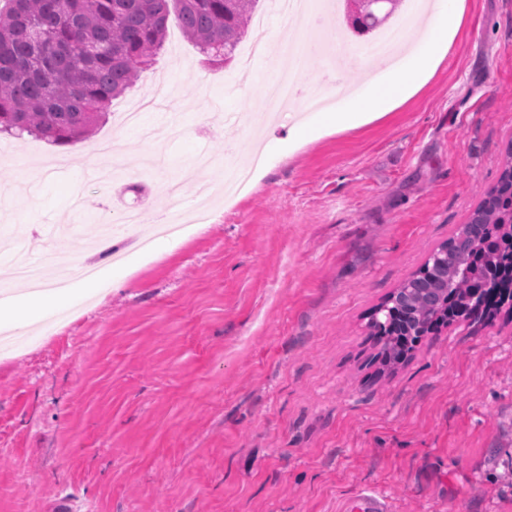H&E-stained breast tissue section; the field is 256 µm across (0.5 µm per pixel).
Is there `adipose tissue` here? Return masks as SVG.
<instances>
[{"label": "adipose tissue", "mask_w": 512, "mask_h": 512, "mask_svg": "<svg viewBox=\"0 0 512 512\" xmlns=\"http://www.w3.org/2000/svg\"><path fill=\"white\" fill-rule=\"evenodd\" d=\"M425 27L412 28L408 47L391 65L369 72L355 89L337 94L335 101L308 113L289 129V141L301 146L323 133L340 132L383 116L411 97L441 64L457 34L462 0H428ZM69 292H30L12 308L0 310V329L10 331L43 319L56 309L68 308Z\"/></svg>", "instance_id": "adipose-tissue-1"}]
</instances>
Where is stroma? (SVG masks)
<instances>
[{"label":"stroma","mask_w":512,"mask_h":512,"mask_svg":"<svg viewBox=\"0 0 512 512\" xmlns=\"http://www.w3.org/2000/svg\"><path fill=\"white\" fill-rule=\"evenodd\" d=\"M424 87L382 118L318 138L220 198L201 227L123 285L80 296L50 335L0 351V512H337L371 487L393 512H512V310L375 361L376 308L467 221L512 147V0H464ZM269 68H224L170 23L89 144L123 156L103 184L78 145L0 135V283L14 253L100 267L95 221L155 217L198 155L251 168L292 119L242 122ZM158 82L150 144L118 115ZM41 168L37 181L27 172Z\"/></svg>","instance_id":"1"}]
</instances>
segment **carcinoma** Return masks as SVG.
Returning a JSON list of instances; mask_svg holds the SVG:
<instances>
[{
	"label": "carcinoma",
	"mask_w": 512,
	"mask_h": 512,
	"mask_svg": "<svg viewBox=\"0 0 512 512\" xmlns=\"http://www.w3.org/2000/svg\"><path fill=\"white\" fill-rule=\"evenodd\" d=\"M259 0H0V132L66 145L90 136L113 99L155 62L175 17L221 66L235 56ZM384 19L350 17L365 34ZM512 311V146L468 221L377 309L370 327L386 367L439 325Z\"/></svg>",
	"instance_id": "1"
}]
</instances>
